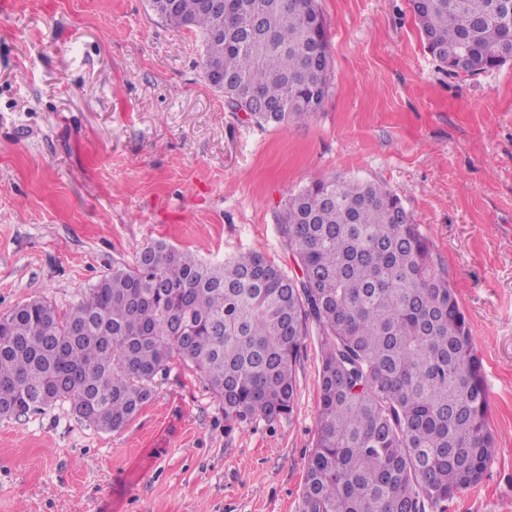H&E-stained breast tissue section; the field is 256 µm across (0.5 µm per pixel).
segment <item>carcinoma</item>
<instances>
[{"instance_id":"1","label":"carcinoma","mask_w":512,"mask_h":512,"mask_svg":"<svg viewBox=\"0 0 512 512\" xmlns=\"http://www.w3.org/2000/svg\"><path fill=\"white\" fill-rule=\"evenodd\" d=\"M426 48L450 73L512 62L501 0H410ZM152 9L200 35L202 69L258 125L311 119L330 90L317 0H172ZM277 230L301 274L251 251L206 263L155 242L65 311L34 300L0 316V418L66 402L124 427L181 358L224 406V429L289 417L309 325L321 336L317 433L302 512H445L495 450L465 314L401 199L331 177L291 194Z\"/></svg>"}]
</instances>
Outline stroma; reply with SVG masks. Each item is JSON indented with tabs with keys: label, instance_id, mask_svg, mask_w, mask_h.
Returning a JSON list of instances; mask_svg holds the SVG:
<instances>
[{
	"label": "stroma",
	"instance_id": "stroma-1",
	"mask_svg": "<svg viewBox=\"0 0 512 512\" xmlns=\"http://www.w3.org/2000/svg\"><path fill=\"white\" fill-rule=\"evenodd\" d=\"M329 96L309 121L257 125L203 79L198 35L149 0H11L0 12V315L77 304L113 265L163 241L217 263L294 261L286 197L326 177L396 193L432 247L483 366L496 449L446 512H512V63L442 70L409 0H318ZM321 346L296 406L224 430L181 359L119 431L58 403L0 420V512H301Z\"/></svg>",
	"mask_w": 512,
	"mask_h": 512
}]
</instances>
